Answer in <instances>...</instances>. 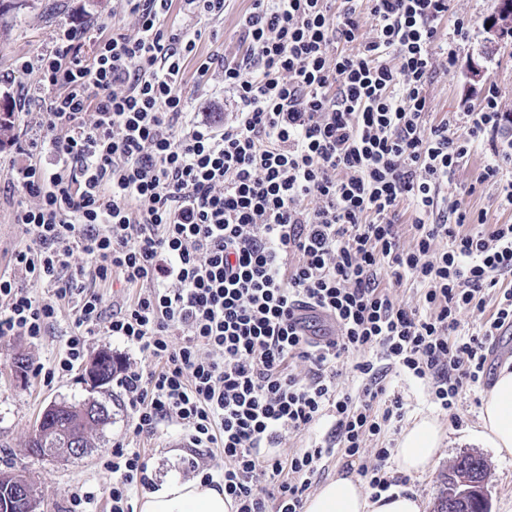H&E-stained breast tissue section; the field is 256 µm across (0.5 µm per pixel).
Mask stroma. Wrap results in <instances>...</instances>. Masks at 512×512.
<instances>
[{
  "label": "stroma",
  "instance_id": "1",
  "mask_svg": "<svg viewBox=\"0 0 512 512\" xmlns=\"http://www.w3.org/2000/svg\"><path fill=\"white\" fill-rule=\"evenodd\" d=\"M253 5L252 0H227L220 17H186L188 26L201 29L197 62L211 61L210 75L219 77L224 62L238 59L243 52L240 40L241 21ZM496 0H453L449 21H463L469 30L467 39L449 43L447 32H440L433 46L442 53L453 45L456 62L449 70L439 71L428 89L434 116L448 112H474L482 103L487 87H494L500 111L512 114V44L488 43L486 24L495 10ZM116 0H30L29 7L0 18V101L11 99L18 84L29 81V73L19 71L21 61L46 50L59 28L78 23L123 22ZM478 61L485 69L481 81L467 77L470 61ZM211 82L200 83L192 73L184 75V91L189 109L203 113L209 121L223 123L238 104L232 93L216 89ZM498 157L505 172L512 173V131L502 130L496 146L482 144L462 162L451 182L442 188L445 199L455 200L476 211L484 212L490 224L512 222V212L500 207L497 186L478 183L482 166L491 157ZM71 327L69 310H62L46 336L32 341L24 336L0 339V471L23 473L34 483L40 497L41 512H65L69 489L80 486L94 492L92 512H109V486L112 478L100 466L101 458L117 443H133L149 461L155 484L171 479H195L196 469L211 465L205 449L192 448L181 438L177 426L162 425L151 434L133 437L126 396L117 383L103 390H94L83 380V367L68 375L56 376L51 384L35 378L36 366L52 368L63 354ZM24 365H17V358ZM392 391L399 395L406 408L407 420L421 416L435 417L443 427L445 439L440 459L434 469L409 476L407 491L423 501V512H433L441 483L449 466L457 457L480 455L488 467L485 490L490 512H512V457L500 458L493 449L472 443L469 430L476 428L485 389L466 397L455 416H446L430 405L424 389L415 380L393 378ZM96 399L112 409V420L101 429H94L92 446L80 457L38 456L31 454L27 441L36 428L43 410L54 401L74 404Z\"/></svg>",
  "mask_w": 512,
  "mask_h": 512
}]
</instances>
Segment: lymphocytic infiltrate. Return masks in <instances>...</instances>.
<instances>
[{
  "instance_id": "obj_1",
  "label": "lymphocytic infiltrate",
  "mask_w": 512,
  "mask_h": 512,
  "mask_svg": "<svg viewBox=\"0 0 512 512\" xmlns=\"http://www.w3.org/2000/svg\"><path fill=\"white\" fill-rule=\"evenodd\" d=\"M449 2L253 0L246 52L224 67L240 109L221 126L188 110L202 32L171 19L173 0H119L129 28L60 29L22 61L36 80L13 99L37 110L40 134L0 178L25 236L0 270V337L41 339L74 306L64 353L34 371L47 384L98 331L137 348L154 367L122 371L133 435L179 425L218 459L202 478L223 483L235 512H302L335 459L371 499L389 491L391 447L365 449L405 415L389 373L454 411L512 325V224L436 201L502 121L491 93L479 111L430 118ZM115 281L136 294L108 316L96 287ZM407 285L411 303L394 295ZM490 290L495 308L470 330L464 316ZM300 303L333 318L332 340L296 329ZM326 417L328 441L276 454ZM103 467L110 512H133L153 485L146 457L118 443Z\"/></svg>"
}]
</instances>
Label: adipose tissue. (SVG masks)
Instances as JSON below:
<instances>
[{
	"label": "adipose tissue",
	"instance_id": "obj_1",
	"mask_svg": "<svg viewBox=\"0 0 512 512\" xmlns=\"http://www.w3.org/2000/svg\"><path fill=\"white\" fill-rule=\"evenodd\" d=\"M473 439L494 449L500 457L512 456V367L503 366L490 392L485 396L480 425ZM444 440L442 427L423 418L407 428L394 450L398 470L413 475L431 470L440 457ZM139 512H232L233 502L224 489L202 480H171L159 489L145 493L138 502ZM423 504L414 494L398 492L369 500L361 481L339 476L321 484L309 495L303 512H422Z\"/></svg>",
	"mask_w": 512,
	"mask_h": 512
}]
</instances>
